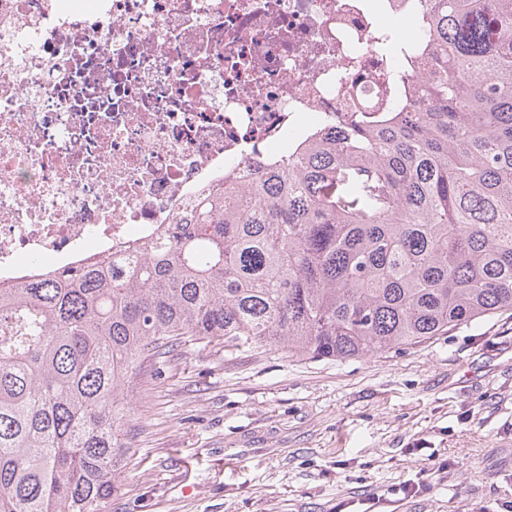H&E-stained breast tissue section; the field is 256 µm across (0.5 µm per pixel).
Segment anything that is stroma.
Instances as JSON below:
<instances>
[{"instance_id": "obj_1", "label": "stroma", "mask_w": 512, "mask_h": 512, "mask_svg": "<svg viewBox=\"0 0 512 512\" xmlns=\"http://www.w3.org/2000/svg\"><path fill=\"white\" fill-rule=\"evenodd\" d=\"M128 402L112 512H512L508 314L342 361L192 340Z\"/></svg>"}]
</instances>
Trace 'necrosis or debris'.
I'll return each instance as SVG.
<instances>
[{
  "label": "necrosis or debris",
  "mask_w": 512,
  "mask_h": 512,
  "mask_svg": "<svg viewBox=\"0 0 512 512\" xmlns=\"http://www.w3.org/2000/svg\"><path fill=\"white\" fill-rule=\"evenodd\" d=\"M423 0H0V282L152 236L211 185L381 123Z\"/></svg>",
  "instance_id": "1"
}]
</instances>
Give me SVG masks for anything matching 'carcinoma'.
Listing matches in <instances>:
<instances>
[{
	"label": "carcinoma",
	"instance_id": "carcinoma-1",
	"mask_svg": "<svg viewBox=\"0 0 512 512\" xmlns=\"http://www.w3.org/2000/svg\"><path fill=\"white\" fill-rule=\"evenodd\" d=\"M424 2L388 122L225 179L125 255L0 283V512H111L150 349L346 360L512 311V0Z\"/></svg>",
	"mask_w": 512,
	"mask_h": 512
}]
</instances>
